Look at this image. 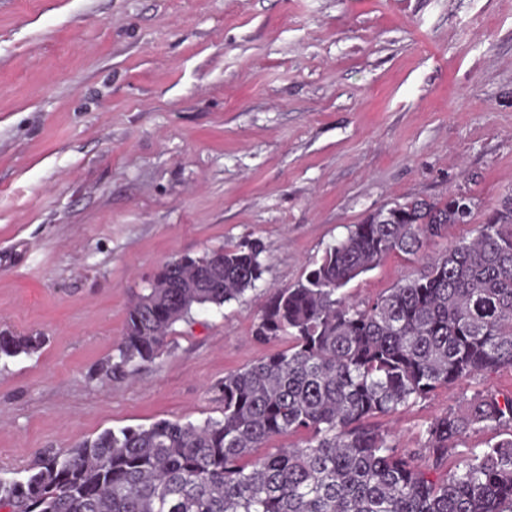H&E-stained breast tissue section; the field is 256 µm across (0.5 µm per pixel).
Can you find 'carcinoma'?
I'll return each mask as SVG.
<instances>
[{"instance_id":"1","label":"carcinoma","mask_w":512,"mask_h":512,"mask_svg":"<svg viewBox=\"0 0 512 512\" xmlns=\"http://www.w3.org/2000/svg\"><path fill=\"white\" fill-rule=\"evenodd\" d=\"M475 198L412 199L370 214L329 246L296 285L277 290L254 325L261 342L288 348L224 376L223 417L160 419L108 430L47 452L23 482H0L10 512H512V396L477 393L432 419L424 444L399 450L370 425L377 416L481 373L512 372V190L423 272L360 307L340 293L392 253L416 256L448 226L467 224ZM263 246L213 250L161 266L127 310L106 377H132L167 345L194 307L241 299L261 278ZM42 337L0 331V357L33 351ZM508 437L460 454L470 433ZM250 465L255 448L282 434Z\"/></svg>"}]
</instances>
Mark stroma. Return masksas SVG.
<instances>
[{
  "instance_id": "35a3bbf8",
  "label": "stroma",
  "mask_w": 512,
  "mask_h": 512,
  "mask_svg": "<svg viewBox=\"0 0 512 512\" xmlns=\"http://www.w3.org/2000/svg\"><path fill=\"white\" fill-rule=\"evenodd\" d=\"M512 189V0H0V481L40 451L159 419L223 415L217 384L283 349L252 335L347 227L414 198L478 206L425 258L471 239ZM264 245L242 300L195 309L134 379L100 377L165 262ZM394 255L366 304L419 273ZM498 371L374 418L396 447ZM42 336L21 335L7 330L0 331V358L29 353L42 344Z\"/></svg>"
}]
</instances>
